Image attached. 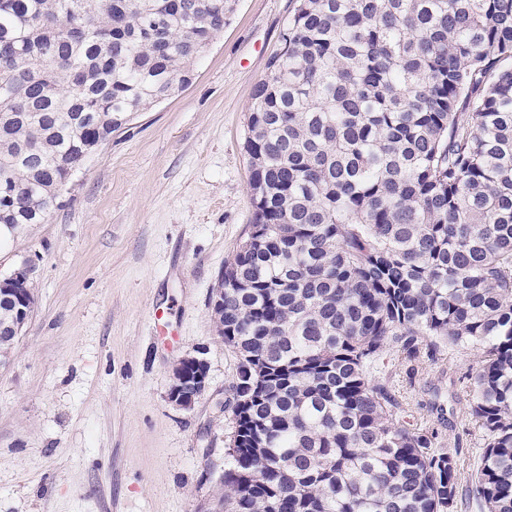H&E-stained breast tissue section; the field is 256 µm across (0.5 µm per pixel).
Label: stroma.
Returning <instances> with one entry per match:
<instances>
[{
  "instance_id": "1",
  "label": "stroma",
  "mask_w": 512,
  "mask_h": 512,
  "mask_svg": "<svg viewBox=\"0 0 512 512\" xmlns=\"http://www.w3.org/2000/svg\"><path fill=\"white\" fill-rule=\"evenodd\" d=\"M293 0H238L192 82L141 113L63 190L45 223L0 247V275L31 261L32 316L0 367V512H212L232 431L218 403L235 357L214 330L224 263L254 219L243 149L250 93ZM209 366L192 408L172 368ZM444 349L393 384L415 418L437 387L445 446L476 465L481 430L454 397Z\"/></svg>"
}]
</instances>
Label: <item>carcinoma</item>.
Masks as SVG:
<instances>
[{
    "label": "carcinoma",
    "mask_w": 512,
    "mask_h": 512,
    "mask_svg": "<svg viewBox=\"0 0 512 512\" xmlns=\"http://www.w3.org/2000/svg\"><path fill=\"white\" fill-rule=\"evenodd\" d=\"M237 0H0V224L194 76ZM224 263V512H512V0H295ZM471 350L461 483L390 360Z\"/></svg>",
    "instance_id": "obj_1"
}]
</instances>
